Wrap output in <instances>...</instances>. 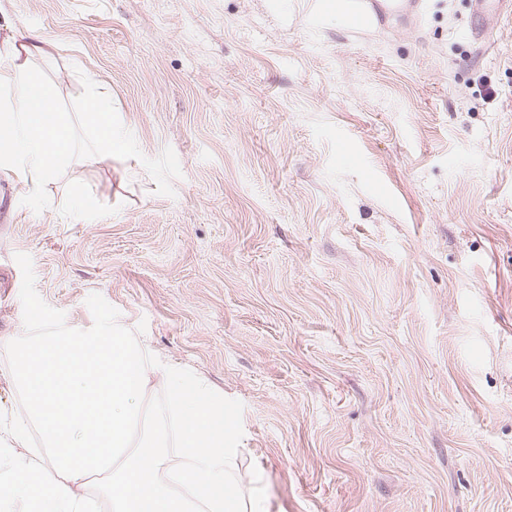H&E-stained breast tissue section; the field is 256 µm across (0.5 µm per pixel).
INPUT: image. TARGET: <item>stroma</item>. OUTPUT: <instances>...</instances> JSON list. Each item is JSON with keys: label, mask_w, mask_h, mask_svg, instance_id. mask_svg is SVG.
<instances>
[{"label": "stroma", "mask_w": 512, "mask_h": 512, "mask_svg": "<svg viewBox=\"0 0 512 512\" xmlns=\"http://www.w3.org/2000/svg\"><path fill=\"white\" fill-rule=\"evenodd\" d=\"M6 9L56 43L78 149L41 199L0 176V338L24 253L68 325L101 294L243 403L237 480L267 512H512V14L474 40L470 0L383 31L319 0ZM84 87V124L93 135L97 156L102 160L112 159L124 151V143L112 125L111 95L100 88L94 77H86Z\"/></svg>", "instance_id": "stroma-1"}]
</instances>
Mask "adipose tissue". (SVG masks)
<instances>
[{
    "mask_svg": "<svg viewBox=\"0 0 512 512\" xmlns=\"http://www.w3.org/2000/svg\"><path fill=\"white\" fill-rule=\"evenodd\" d=\"M57 50L49 38L28 34L0 46V173L22 185L31 197L71 162L76 141L68 113L62 112L46 83L40 62ZM83 120L100 159L124 150L112 125V98L92 77L84 80Z\"/></svg>",
    "mask_w": 512,
    "mask_h": 512,
    "instance_id": "ef3b65f1",
    "label": "adipose tissue"
}]
</instances>
